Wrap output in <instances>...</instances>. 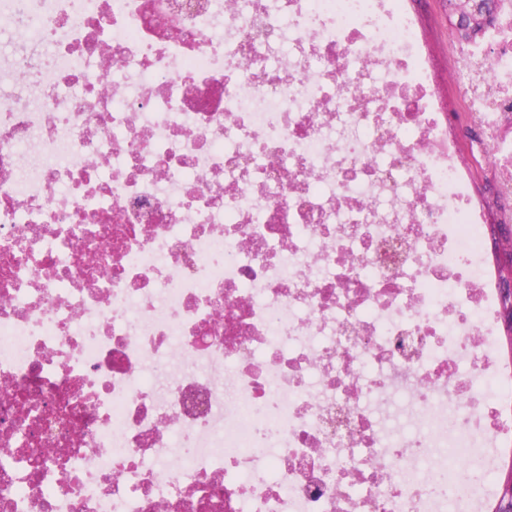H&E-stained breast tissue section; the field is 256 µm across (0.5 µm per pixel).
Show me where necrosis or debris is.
Returning <instances> with one entry per match:
<instances>
[{
	"label": "necrosis or debris",
	"mask_w": 512,
	"mask_h": 512,
	"mask_svg": "<svg viewBox=\"0 0 512 512\" xmlns=\"http://www.w3.org/2000/svg\"><path fill=\"white\" fill-rule=\"evenodd\" d=\"M201 2L0 0V512H481L494 292L404 0ZM495 2L455 73L512 196Z\"/></svg>",
	"instance_id": "obj_1"
}]
</instances>
